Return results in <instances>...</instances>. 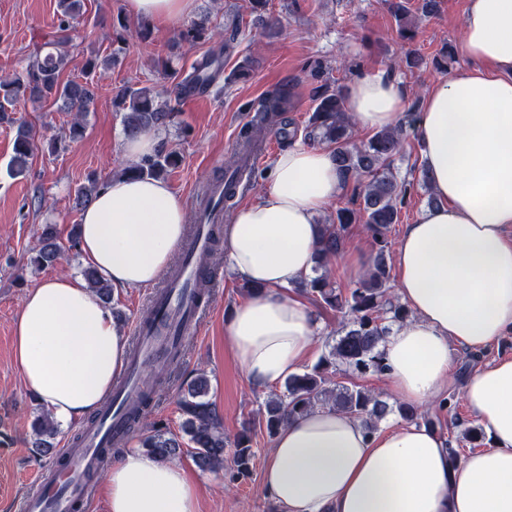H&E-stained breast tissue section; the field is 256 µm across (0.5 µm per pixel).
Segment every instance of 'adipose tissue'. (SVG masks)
<instances>
[{
  "label": "adipose tissue",
  "instance_id": "ef3b65f1",
  "mask_svg": "<svg viewBox=\"0 0 512 512\" xmlns=\"http://www.w3.org/2000/svg\"><path fill=\"white\" fill-rule=\"evenodd\" d=\"M127 12L178 21L195 0H125ZM459 51L466 69L431 83L415 129L436 206L406 225L394 255L396 292L410 311L381 346L389 394L434 406L446 395L452 346L489 348L512 334V0H469ZM360 130L398 125L401 84L384 73L345 89ZM344 190L328 149L293 145L276 156L260 194L224 226L237 277L262 287L234 308L224 338L248 383L267 388L298 373L320 324L291 289L314 265L316 218ZM187 229L183 199L163 181L108 180L81 214L79 248L114 290L154 285ZM127 339L81 277L57 275L26 293L12 356L24 385L57 420L93 413L124 367ZM490 444L455 459L422 426L369 431L320 407L277 434L263 485L283 512H512V357L463 386ZM109 512H200L185 468L130 450L105 478Z\"/></svg>",
  "mask_w": 512,
  "mask_h": 512
}]
</instances>
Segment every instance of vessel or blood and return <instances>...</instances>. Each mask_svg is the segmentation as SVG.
<instances>
[{"label":"vessel or blood","instance_id":"vessel-or-blood-1","mask_svg":"<svg viewBox=\"0 0 512 512\" xmlns=\"http://www.w3.org/2000/svg\"><path fill=\"white\" fill-rule=\"evenodd\" d=\"M210 246L208 227H199L191 244L181 251L176 275L166 276L149 302V318H137L134 334L142 343L138 355L128 361L112 390L111 408L95 424L80 428L77 440L64 449L63 463L52 464L36 490L20 504V512H83L94 495L96 484L86 474L105 468L102 451L113 442L127 441L130 429L126 413L139 392L137 369L140 362L166 359L180 337L195 335L204 308L196 298L197 259Z\"/></svg>","mask_w":512,"mask_h":512}]
</instances>
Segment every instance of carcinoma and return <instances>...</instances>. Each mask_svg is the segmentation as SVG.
<instances>
[{"label": "carcinoma", "mask_w": 512, "mask_h": 512, "mask_svg": "<svg viewBox=\"0 0 512 512\" xmlns=\"http://www.w3.org/2000/svg\"><path fill=\"white\" fill-rule=\"evenodd\" d=\"M409 2L388 0L391 13L402 23L400 37L410 43L415 39V30ZM83 14L82 0H58L57 43L65 42V32ZM71 63L72 59L65 52H48L30 63L22 73L0 75V112L13 108L25 95L36 100L60 101L67 111L74 113L69 138H81L85 130L84 119L93 103L89 77L97 72L105 73L112 66V58L101 59L90 55L81 62L83 80L64 81L62 73ZM221 67L219 58L203 57L179 83L180 94L186 97L206 92ZM313 102V111L307 124V138L332 147L333 158L344 183H363V189L358 193L362 198V206L339 207L333 218L321 225L318 269L322 273L301 283L303 290L311 294L318 305L341 314L334 343L329 345V349L313 367L288 377L282 393L267 397L259 409L258 427L273 438L288 420L321 405H328L343 414L362 419L372 432L378 430L379 422L395 411L403 419L432 430L458 428L460 423L451 418L455 409L451 396L440 400L433 412L401 405L396 407L351 380L355 375L379 374L385 370L378 351L379 345L390 332L389 323L398 322L409 315L407 308L391 296L387 251L391 227L400 221L401 205L411 189V183L397 180L391 169L394 157L402 149L401 129L379 131L358 146L352 141L353 125L347 111L344 89L334 88L325 82L315 90ZM292 104L290 88L284 86L270 93L258 109V118L239 133L242 150L252 151L259 136L268 134L280 124L282 115ZM114 106L123 112L124 130L128 136L166 126L174 116V109L158 100L153 89L147 87H125L115 97ZM35 150L37 143L33 131L20 127L8 163V174L13 178L25 175ZM180 161L177 152L159 150L141 162L122 169V173L134 171L140 175L159 177L178 167ZM242 177L243 171L238 169L235 176L224 179V194L220 200L224 210L230 209L228 202L235 197ZM98 190V182L95 180L78 188L75 191V205L79 208L89 206ZM355 224L364 225L376 252L371 268L345 295L335 288L324 270L327 269L328 260L342 251L346 236ZM62 254L63 247L58 241L55 226L45 225L40 234L39 248L30 257V263L39 268L51 266L62 258ZM81 274L88 288L103 303H110L112 288L108 282L91 267L83 268ZM181 353L182 350L174 349L166 363L147 373L150 381L148 393L144 394L140 404L131 407L127 413L130 429L140 426L146 416L144 410L150 407L152 401L149 391L167 381L169 369L179 364ZM342 375L346 377L344 382L338 380ZM208 391L207 376L203 373L197 375L182 392L178 410L186 416L182 430L188 436V447L191 448L194 462L200 469L214 472L224 468V454L228 444L224 440L223 416L215 405L204 400ZM443 412L450 415L446 423L440 417ZM33 431L34 447L45 455L56 454V449L50 443L55 427L48 417H37ZM460 435L472 448L484 445L485 433L478 424L463 428ZM254 436V427L248 424L234 440L233 467L230 469L227 486L231 487L251 474L256 458ZM140 445L148 453L162 459L177 457L183 448V443L166 426L153 427L140 440Z\"/></svg>", "instance_id": "carcinoma-1"}]
</instances>
